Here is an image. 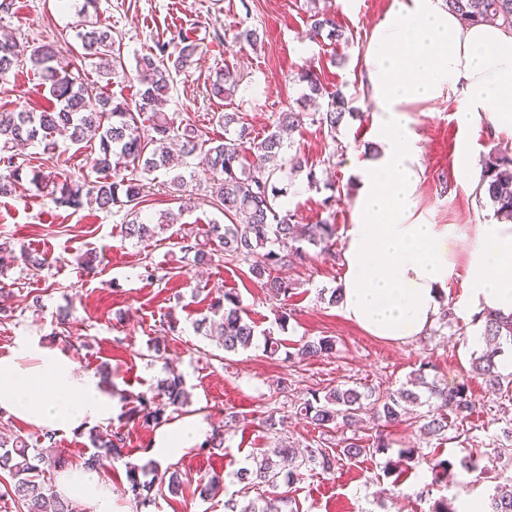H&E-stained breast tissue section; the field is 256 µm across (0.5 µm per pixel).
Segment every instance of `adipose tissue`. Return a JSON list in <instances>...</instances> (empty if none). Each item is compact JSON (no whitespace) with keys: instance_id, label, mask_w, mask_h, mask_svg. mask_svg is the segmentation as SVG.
Listing matches in <instances>:
<instances>
[{"instance_id":"1","label":"adipose tissue","mask_w":512,"mask_h":512,"mask_svg":"<svg viewBox=\"0 0 512 512\" xmlns=\"http://www.w3.org/2000/svg\"><path fill=\"white\" fill-rule=\"evenodd\" d=\"M366 95L381 154L360 162L361 185L342 249L339 308L368 334L390 342L425 336L445 304L459 316L512 313V223L453 224L414 217L421 165L409 104L440 95L457 99V123L480 119L512 137V29L464 24L439 0H394L363 55ZM465 243L467 276L448 299L454 241ZM0 409L34 427L82 430L112 415L98 378L77 372L59 352L26 346L0 356ZM207 422L168 427L153 447L163 455L204 443ZM65 494L92 512H112V493L98 473L74 465Z\"/></svg>"}]
</instances>
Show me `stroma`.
<instances>
[{
	"label": "stroma",
	"mask_w": 512,
	"mask_h": 512,
	"mask_svg": "<svg viewBox=\"0 0 512 512\" xmlns=\"http://www.w3.org/2000/svg\"><path fill=\"white\" fill-rule=\"evenodd\" d=\"M340 24L352 38L347 43L323 39L310 41L309 8L306 0H98L97 19L120 41L127 69L135 60L170 44L183 32L199 39L202 53L192 69L174 74L166 110L176 123L205 124L208 137L219 139L224 129L215 116L235 112L254 134L272 131L280 112L307 93L299 82L301 67L314 65L323 84L341 88L353 113L336 132L305 125L291 135V149L304 156L316 170L317 184H309L306 171L288 182V208L301 224L328 218L337 234L352 224L353 200L359 177L355 166L372 156V102L360 87V51L371 29L390 11L393 0H327ZM79 22L76 10L64 0H16L14 13L0 21V32L13 34L21 50L45 42H56L61 51L79 53L72 39ZM256 31L257 42L242 33ZM229 66L240 82L232 97H210L208 88L216 68ZM39 76L23 67L0 77V112L15 105H41L37 93ZM456 100L437 99L410 104V117L420 134L417 143L423 170L416 212L433 224L471 228L494 220L491 203L466 191L460 183L453 159L461 141H468L474 163H481L493 150L512 138L494 137L487 120L470 128H459L454 119ZM337 194L333 211L323 210L322 200ZM216 209L201 204L186 213L182 223L171 226L150 241L125 239L120 226L122 213L81 209H58L29 183H21L12 194L0 196V240L10 239L29 250L45 254L48 267L40 276L21 274L13 266L7 272L14 280L13 302L19 305L14 320L0 323V353L26 344L62 350L77 371L98 372L108 367L115 391L153 394L160 379L180 374L189 393L183 418H201L211 430L224 434V452L206 455L189 448L175 456L179 469L191 476L220 473L227 491H234L230 476L247 456L266 448L263 421L268 414L284 420V437L302 448L320 441L322 434L301 416L297 406L311 390L338 384L358 383L366 387L398 389L419 367L428 376L454 386L468 382L476 398V411L466 425V438L437 442L420 435L417 426L401 423L393 427L391 445L384 452L344 460L334 479L314 475L289 487L298 512H430L435 499L448 498L452 505L471 499H487L496 487L512 484V456L495 452L503 443L502 429L512 418V402L487 401L480 379L470 374L472 320L458 315L438 320L424 338L405 343L379 340L344 318L338 306L321 300V289L338 287L343 275L340 258L330 255L288 268L286 275L296 284L288 299L290 317L277 321L278 302L269 300L246 264L226 262L223 255L203 267H179L180 240L188 234L203 238L210 222L221 220ZM102 253L96 273L81 269L76 259L87 249ZM156 269L154 278L144 274L145 264ZM232 291L239 295L249 318L261 330H269L282 342L275 356H267L262 343L246 350L224 352L218 344L195 329L196 321L209 314L215 294ZM40 300V311H32V300ZM71 306L67 323L70 345L57 339L59 308ZM176 317V335L166 340L165 358L153 356L152 345L168 317ZM321 336L336 340L333 354L307 361L289 354L304 341ZM286 379L287 391L276 387ZM236 412L239 427L225 429V416ZM129 444L125 458L113 462L102 478L112 493V512H224L223 496L201 499L194 485L179 495L163 493L150 509L137 507L122 495L126 463L145 464L158 434L142 423L125 425ZM418 446L436 451L452 465V482H440L431 496L418 491L427 474L408 476L395 485L386 469L397 461L400 449ZM480 449L485 475L474 480L460 466L470 449Z\"/></svg>",
	"instance_id": "1"
}]
</instances>
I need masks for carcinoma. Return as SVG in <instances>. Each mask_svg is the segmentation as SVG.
<instances>
[{"instance_id":"obj_1","label":"carcinoma","mask_w":512,"mask_h":512,"mask_svg":"<svg viewBox=\"0 0 512 512\" xmlns=\"http://www.w3.org/2000/svg\"><path fill=\"white\" fill-rule=\"evenodd\" d=\"M448 10L473 23L489 26H512V0H444ZM311 24L308 38L317 41L325 37L331 41L348 42L347 30L336 21V15L316 7L310 0ZM84 60L95 62L100 79L110 81L126 74L123 54L108 28L87 20L76 31ZM179 51L176 57L166 54V47L145 54L136 60L135 80L140 85L134 104L116 102L112 97L95 91L77 73L78 65L62 57L57 46L43 43L33 48L28 57L32 68L40 75L46 94L37 109L0 112V195H9L16 184L29 179L37 191L47 196L57 208L80 209L84 206L100 211H124L121 224L123 236L142 242L160 230L178 223L180 215L162 210L157 217H142L147 180L156 172L169 175L168 185L177 197L186 193L188 182L208 185L209 203L224 212L227 222L209 225L208 242L183 238L182 259L191 266L212 262L214 253L208 245L224 252L229 262L248 265L249 274L266 289L269 299L286 301L291 296L293 283L277 275L278 269L295 262L303 263L311 255L303 248L307 244L331 252L335 244L336 226L326 220L315 224H297L294 214L279 202L282 189L275 185L277 175L300 171L307 166L304 157L286 153L283 132H291L307 123L319 124L336 131L349 112L348 100L340 89L324 86L312 68L300 74L307 83L310 97L302 105L279 114L277 127L259 139L249 127L240 123L236 112L218 116L224 125V139L213 141L194 124L175 125L165 112L170 93L171 70L185 72L198 55L200 42L186 35H177ZM23 62L14 40L0 41V75L10 72ZM239 79L230 68H219L209 83V94L224 98L238 89ZM149 122L153 135L141 133L140 120ZM65 135L73 145L92 140L97 149L90 158L92 180L58 179L41 169L27 170L18 161L14 148L36 143L47 159L55 156L57 142L54 134ZM480 187L491 202L497 217L512 221V156L490 153L482 160ZM0 251L10 254L12 262L28 276H37L47 259L29 252L11 241L0 242ZM0 269V322L15 317L16 307L10 303V284L2 280ZM213 317L205 318L197 329L216 338L227 353L248 349L258 340L256 326L241 306L239 296L226 291L210 300ZM481 323L483 345L474 357L472 370L482 379L485 392L494 401H512V374L499 371L498 357L503 345H512V315L487 312L475 316ZM336 349V340L325 336L307 340L291 357L301 361L328 356ZM157 393L120 394L127 406L122 416L127 420H143L160 425L175 419L188 403V392L181 376L170 374L158 381ZM425 389L427 400H435V407L418 415L419 429L441 441L446 440L447 411H452L459 425L468 422L475 410V400L467 383L454 387L442 386L428 380L424 368L396 390L360 389L341 384L323 393L315 389L298 407L299 415L321 433H333L352 425L364 406L374 409L380 429L374 440L352 436L333 448L321 445L298 451L281 438L283 421L269 415L264 422L268 438L274 447L265 448L249 457V463L233 472L240 488L224 500V512H295L288 494L280 486L299 484L315 473L335 474L339 461L356 459L384 451L388 444L382 428L406 420L409 407L420 404V389ZM55 433L43 434L47 446L33 448L20 438L0 436V470L12 479L11 493L26 512H70L69 500L55 489L49 472H58L68 466L67 459L53 451ZM128 433L121 428L97 426L90 431L94 451L82 457L88 470H101L119 460L127 448ZM479 449L469 452L461 461L468 473L482 478ZM399 473L416 470L430 472L431 482L423 485L420 495L428 496L434 485L448 474L451 463L435 457L421 448H403L399 451ZM150 472V480L141 475ZM187 474L179 469H161L150 461L142 466L126 465V486L123 493L139 505L148 508L156 504L157 495L167 490L177 493ZM224 476L214 474L196 480L202 497H213L223 490ZM259 494L248 498L251 490ZM482 512H512V487L504 486L488 497Z\"/></svg>"}]
</instances>
